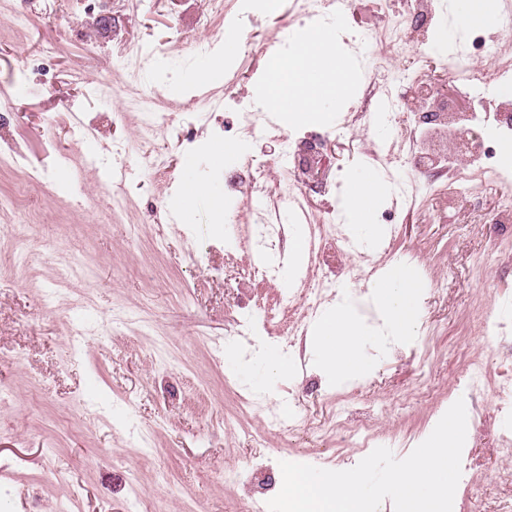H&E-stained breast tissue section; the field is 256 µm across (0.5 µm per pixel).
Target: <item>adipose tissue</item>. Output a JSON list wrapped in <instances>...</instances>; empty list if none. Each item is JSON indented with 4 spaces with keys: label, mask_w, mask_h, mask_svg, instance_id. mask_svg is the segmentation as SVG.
Here are the masks:
<instances>
[{
    "label": "adipose tissue",
    "mask_w": 512,
    "mask_h": 512,
    "mask_svg": "<svg viewBox=\"0 0 512 512\" xmlns=\"http://www.w3.org/2000/svg\"><path fill=\"white\" fill-rule=\"evenodd\" d=\"M344 62L334 41L322 30L310 29L296 38L288 55L268 59L265 76L255 90V104L264 111L288 103V119L309 120L318 116L324 102L334 99L345 85ZM391 191L374 176L355 177L344 201L347 218L361 236L374 237L378 225L369 221L373 207ZM422 281L396 271L377 279L370 302L379 313L382 330L403 336L415 325ZM371 329L352 311L350 304L338 306L321 323L314 338L320 357L335 372H360L359 353Z\"/></svg>",
    "instance_id": "1"
}]
</instances>
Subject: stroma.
<instances>
[{
  "mask_svg": "<svg viewBox=\"0 0 512 512\" xmlns=\"http://www.w3.org/2000/svg\"><path fill=\"white\" fill-rule=\"evenodd\" d=\"M364 3L356 20L340 22L293 0L273 11L240 0H0V88L15 102L0 120V194L39 178L36 202L0 211V226H19L27 239L17 267L13 241L0 237V382L11 391L0 401V512H247L280 491V461L332 470L341 456L353 468L363 455L350 434L363 427L405 457L396 441L419 445L460 398L468 421L455 497L469 512H512V486L499 480L512 467L499 454L512 410L497 407L512 385V351L496 333L502 323L512 336V224L492 221L502 203L493 174L403 210L387 199L373 209L390 249L370 253L366 270L403 264L425 286L412 334L370 337L363 372L328 371L312 345L320 318L301 334L278 312L288 289L349 264L347 254L331 243L323 259L301 264L282 252L289 283L253 273V218L237 206L231 178L302 195L318 224L339 210L354 177L373 173L393 186L407 174L405 142L372 123L329 138L320 189L289 181L280 164L286 156L307 166L311 132L343 120L368 81L375 101L410 102L397 75L420 46L397 52L389 34L364 44L355 31L398 15L404 0ZM228 17L242 31L230 40ZM309 27L335 35L349 93L307 121L256 110L269 54ZM224 54L226 69L210 74ZM270 119L279 131L242 138ZM225 142L241 143L257 166L213 164V147ZM150 149L166 159L163 176L142 165ZM191 178L222 195L224 232L213 230L209 199L189 222L174 212ZM247 320L268 323L271 336L240 335ZM77 321L86 334L76 346ZM269 349L286 355L287 375L267 374ZM472 358L486 363L491 385L470 394ZM339 390L350 398L341 414L330 405ZM243 395L259 401L246 414ZM286 405L305 428L269 424V407ZM338 416L343 431L326 432Z\"/></svg>",
  "mask_w": 512,
  "mask_h": 512,
  "instance_id": "stroma-1",
  "label": "stroma"
}]
</instances>
